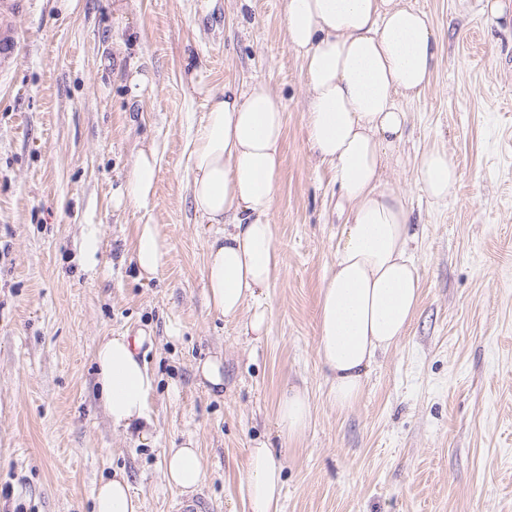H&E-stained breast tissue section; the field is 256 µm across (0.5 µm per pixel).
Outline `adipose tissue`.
Instances as JSON below:
<instances>
[{
  "label": "adipose tissue",
  "mask_w": 512,
  "mask_h": 512,
  "mask_svg": "<svg viewBox=\"0 0 512 512\" xmlns=\"http://www.w3.org/2000/svg\"><path fill=\"white\" fill-rule=\"evenodd\" d=\"M284 31L307 79L311 147L349 208L320 291L317 347L329 397L346 410L359 400L377 355L406 335L419 305L410 210L386 169L410 120L404 103L420 97L437 67L438 37L428 16L408 0H287ZM284 128L283 106L265 84H228L209 96L190 151L194 213L200 223L223 227L207 247V304L229 319L247 315L245 332L257 338L266 334L269 318L263 291L283 262L270 217ZM158 171L156 149L140 150L119 203H147ZM417 171L432 201L447 203L459 180L447 150L423 153ZM132 255L145 279L163 270L169 246L158 225H138ZM142 342L125 334L103 337L94 362L113 427L145 440L155 429L148 408L155 379L139 355ZM276 420L289 433L305 431L312 420L308 395L297 389L284 394ZM164 475L182 491L196 490L204 477L197 448L166 449ZM282 486L280 463L266 442H258L240 486L248 512H281ZM94 512H140L124 474L98 486Z\"/></svg>",
  "instance_id": "ef3b65f1"
}]
</instances>
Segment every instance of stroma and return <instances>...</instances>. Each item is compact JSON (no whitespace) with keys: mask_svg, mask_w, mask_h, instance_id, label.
I'll list each match as a JSON object with an SVG mask.
<instances>
[{"mask_svg":"<svg viewBox=\"0 0 512 512\" xmlns=\"http://www.w3.org/2000/svg\"><path fill=\"white\" fill-rule=\"evenodd\" d=\"M24 0L10 18L16 58L0 68V512H92L97 484L124 471L141 512H172L163 451L200 449L211 512H246L247 451L267 442L283 466L282 512H512V0H413L440 58L406 102L408 135L387 177L404 193L422 292L406 336L337 411L317 356L320 290L347 213L316 161L301 64L286 46V0ZM146 74V86L132 84ZM265 82L285 112L272 222L283 257L265 291L267 336L208 310L203 271L213 224L186 191L190 141L208 96ZM155 145L157 189L119 207L136 152ZM438 144L460 183L447 204L423 192L417 161ZM140 224L170 254L152 281L130 258ZM99 248L86 259L85 236ZM143 334L156 379L149 442L113 429L93 352ZM218 354L224 392L195 366ZM310 427L277 425L290 388ZM25 494L12 496L13 487Z\"/></svg>","mask_w":512,"mask_h":512,"instance_id":"stroma-1","label":"stroma"}]
</instances>
